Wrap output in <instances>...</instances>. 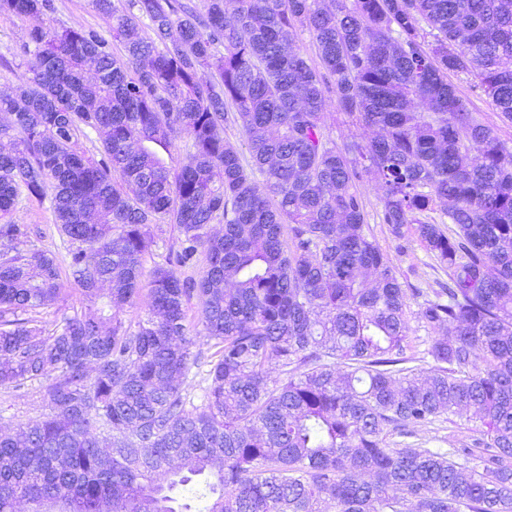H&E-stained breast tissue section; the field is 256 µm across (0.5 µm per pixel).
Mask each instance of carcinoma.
Instances as JSON below:
<instances>
[{"label":"carcinoma","instance_id":"carcinoma-1","mask_svg":"<svg viewBox=\"0 0 512 512\" xmlns=\"http://www.w3.org/2000/svg\"><path fill=\"white\" fill-rule=\"evenodd\" d=\"M90 4L110 37L36 25L25 84L0 92V389L36 385L48 409L0 434V512H180L179 493L205 512H512V148L449 80L472 75L512 121V0ZM300 27L319 69L293 47ZM330 93L357 129L341 145L322 120ZM182 135L171 168L159 151ZM366 178L391 234L412 227L448 270L417 312L438 332L428 369L408 336L424 290L370 233ZM23 191L51 195L87 301L52 330L36 314L61 271L15 250ZM438 210L450 227L429 221ZM157 224L179 245L146 279ZM202 252L199 279L181 278ZM195 294L215 349L198 405ZM464 410L473 447L406 442Z\"/></svg>","mask_w":512,"mask_h":512}]
</instances>
